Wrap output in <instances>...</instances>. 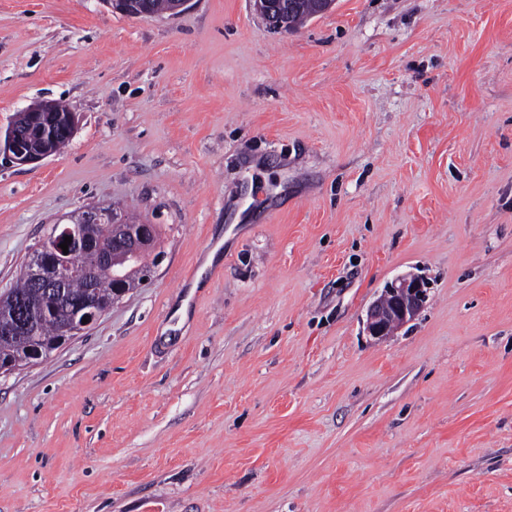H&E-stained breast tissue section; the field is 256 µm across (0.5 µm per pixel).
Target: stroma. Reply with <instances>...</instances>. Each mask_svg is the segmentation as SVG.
<instances>
[{
    "mask_svg": "<svg viewBox=\"0 0 512 512\" xmlns=\"http://www.w3.org/2000/svg\"><path fill=\"white\" fill-rule=\"evenodd\" d=\"M0 291L53 225H157L147 280L0 375V512H512V0H0ZM421 312L366 315L399 275ZM106 6L112 9L113 13H118L120 15L130 17V18H139V17H147L154 16L156 14L166 13L170 16L178 15L183 12L190 3L191 0H149V6L151 12L146 2L147 0H101ZM170 1V7H169ZM169 7V9H168ZM256 9L267 24L277 31H292L296 27L303 26L312 16L318 12L319 0H303L301 4L298 0H253ZM294 22L292 18L295 13ZM66 110V107L58 103ZM76 114L63 112L53 101H41L21 111L2 135L0 157L17 165L40 162L58 152L69 139L59 135L55 142V128L69 137L75 132ZM56 148V150H55ZM427 288V282L418 274L409 272L398 276L368 309V334L381 340L414 319L426 302Z\"/></svg>",
    "mask_w": 512,
    "mask_h": 512,
    "instance_id": "stroma-1",
    "label": "stroma"
}]
</instances>
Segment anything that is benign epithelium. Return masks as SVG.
<instances>
[{
  "label": "benign epithelium",
  "instance_id": "7a95c632",
  "mask_svg": "<svg viewBox=\"0 0 512 512\" xmlns=\"http://www.w3.org/2000/svg\"><path fill=\"white\" fill-rule=\"evenodd\" d=\"M120 15L139 18L152 15L145 0H102ZM256 9L267 24L277 31H292V18L299 11L297 0H254ZM77 125L76 114L62 111L53 101H41L21 111L4 133L0 134V157L17 165L40 162L56 153L55 128L72 136ZM94 224L112 225V243L101 249L93 232ZM155 235V225H132L120 211L98 208L83 211L71 217L68 224H58L35 249L22 278L33 292L26 298L12 292L0 293V301L7 300L16 307L10 314L0 313V344L17 336H35L37 321L34 310L63 307L68 311L61 321L55 341L47 346L36 342L26 352L5 358L0 355V374L10 373L22 366L48 359L62 345L94 324L107 310L99 300L95 288L98 270L112 271L114 300L127 294L124 285L125 266L140 259ZM69 236L68 252L60 244ZM91 254L94 263L85 267L87 294L74 302L67 296L65 281L74 267L76 257ZM427 298V282L415 273L398 276L384 289L367 312L366 329L370 336L381 340L399 326L414 319ZM88 319L82 323V319Z\"/></svg>",
  "mask_w": 512,
  "mask_h": 512
}]
</instances>
